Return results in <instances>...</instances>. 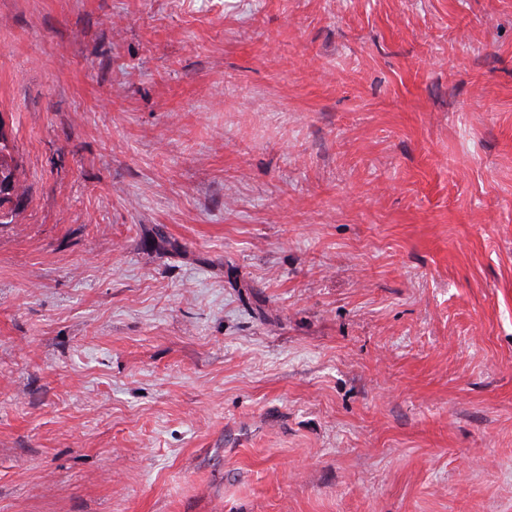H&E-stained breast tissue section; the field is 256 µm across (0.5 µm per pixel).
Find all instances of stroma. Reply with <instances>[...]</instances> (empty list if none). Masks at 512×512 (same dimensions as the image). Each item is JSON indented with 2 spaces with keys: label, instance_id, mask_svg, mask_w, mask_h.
Listing matches in <instances>:
<instances>
[{
  "label": "stroma",
  "instance_id": "1",
  "mask_svg": "<svg viewBox=\"0 0 512 512\" xmlns=\"http://www.w3.org/2000/svg\"><path fill=\"white\" fill-rule=\"evenodd\" d=\"M0 512H512V0H0Z\"/></svg>",
  "mask_w": 512,
  "mask_h": 512
}]
</instances>
